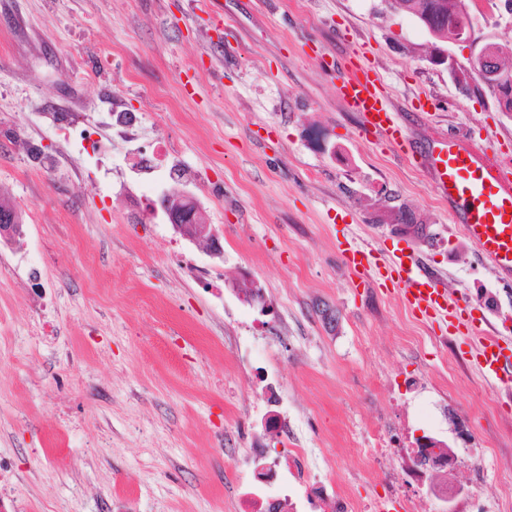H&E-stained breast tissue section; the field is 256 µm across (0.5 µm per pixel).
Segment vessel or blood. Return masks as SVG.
Here are the masks:
<instances>
[{"label": "vessel or blood", "instance_id": "vessel-or-blood-1", "mask_svg": "<svg viewBox=\"0 0 512 512\" xmlns=\"http://www.w3.org/2000/svg\"><path fill=\"white\" fill-rule=\"evenodd\" d=\"M337 91L351 109L361 113L365 131L411 154L402 115L389 104L379 79L370 70L352 66ZM420 163L481 258L511 280L512 162L483 144L440 137ZM339 247L344 263L355 273L398 286L413 313L440 326L464 327L478 370L496 382H512V341L499 333L482 331L474 306L451 297L442 281L419 261L401 250L379 259L371 248L347 240Z\"/></svg>", "mask_w": 512, "mask_h": 512}]
</instances>
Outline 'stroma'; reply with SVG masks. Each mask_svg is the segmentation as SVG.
<instances>
[{
  "label": "stroma",
  "instance_id": "stroma-1",
  "mask_svg": "<svg viewBox=\"0 0 512 512\" xmlns=\"http://www.w3.org/2000/svg\"><path fill=\"white\" fill-rule=\"evenodd\" d=\"M447 50L457 68L384 0H0V204L24 214L0 245L7 512H236L254 466L232 449L287 456L273 412L317 479L371 510L435 512L402 470L425 435L457 457L452 476L430 475L466 488L455 512H512V391L482 376L466 334L416 318L338 248L401 244L512 330V285L424 169L364 134L336 92L358 58L418 151L472 130L512 158V113L466 50ZM73 117L101 151L60 135ZM158 140L173 154L137 167ZM177 172L223 256L147 214ZM400 210L429 238L398 237ZM375 429L396 455L358 460Z\"/></svg>",
  "mask_w": 512,
  "mask_h": 512
}]
</instances>
